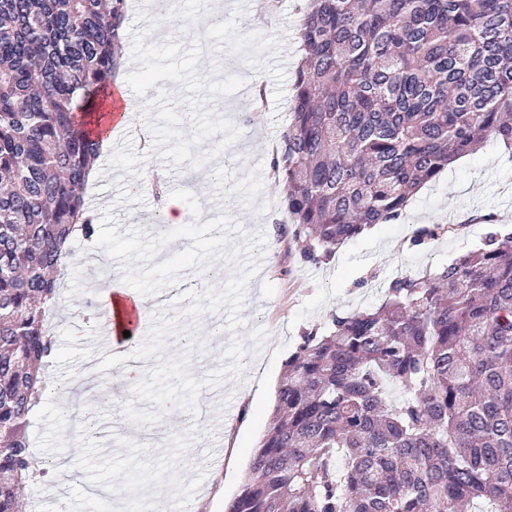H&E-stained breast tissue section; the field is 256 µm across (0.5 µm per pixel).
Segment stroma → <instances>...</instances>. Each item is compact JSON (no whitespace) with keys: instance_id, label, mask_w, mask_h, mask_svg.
I'll return each instance as SVG.
<instances>
[{"instance_id":"stroma-1","label":"stroma","mask_w":512,"mask_h":512,"mask_svg":"<svg viewBox=\"0 0 512 512\" xmlns=\"http://www.w3.org/2000/svg\"><path fill=\"white\" fill-rule=\"evenodd\" d=\"M224 14L211 26L213 52L199 62L200 75L221 69L245 82L261 77L265 106L255 112L252 101L241 92L210 99L209 105L237 125L241 135L222 154L223 167L217 177L198 184L195 194L199 213H185V222L208 221L227 215L247 233L260 232L266 238L265 256L259 273L246 288L242 316L249 327H263L267 336L257 363L264 369L263 387L257 391L253 407L241 405L238 394L253 386L251 370L216 388L219 400L215 413L233 407L234 414L220 429L226 456L216 479L207 481L204 490L184 484L180 469L197 470L199 452L212 433L197 428L192 415L180 411L164 415L155 425L133 427L117 416L115 409L134 401L133 388L112 376L108 395L81 393L80 402L87 416L111 418L117 432L136 430L137 451L116 442L110 453H102V432L73 440L69 437L70 417L53 396H45L30 413L28 436L39 452V467L50 468L66 462L78 473L79 483L71 485L76 495L88 496L87 512H97L99 499L89 497L90 489L113 486L123 500H136L143 484L162 487L166 498L200 494L201 512H224L241 490L251 454L265 432L274 406L276 390L284 365L295 352L304 332L326 333L332 312H349L378 305L388 282L400 275H421L448 264L478 246L488 231L475 222L478 214L498 217L503 230L512 231V156L496 141H488L477 152L463 156L435 181L426 183L415 194L404 218L395 224L374 225L340 246L326 262L312 264L301 259L289 233L288 213L283 194L276 187L270 161L279 144L282 130L290 120L292 77L300 61L299 25L303 0H274L266 24L253 26L249 18L255 0H226ZM110 153H102L98 164L105 179L88 187V199L108 194L112 213L121 227L137 226L150 235L162 227L153 217L158 203L152 192H132L137 176L110 167ZM469 217L466 229L414 247L410 239L423 224H452ZM74 255L61 280V293L69 305H58L50 319L56 355L43 365L42 373L51 381L76 377L85 359L83 341L76 334L77 312L88 301L91 275L112 285H121L118 261L93 265L98 254L96 243L82 239L72 242ZM136 409L153 410V403L134 401Z\"/></svg>"}]
</instances>
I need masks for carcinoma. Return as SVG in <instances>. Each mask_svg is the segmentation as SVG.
Returning a JSON list of instances; mask_svg holds the SVG:
<instances>
[{"instance_id": "cac0c4a2", "label": "carcinoma", "mask_w": 512, "mask_h": 512, "mask_svg": "<svg viewBox=\"0 0 512 512\" xmlns=\"http://www.w3.org/2000/svg\"><path fill=\"white\" fill-rule=\"evenodd\" d=\"M126 15L127 0H0V512L41 474L27 427L46 312L74 228L96 238L85 174ZM299 38L271 167L303 260L397 221L485 141L512 150V0H309ZM480 220L478 249L302 336L225 512H512V233Z\"/></svg>"}]
</instances>
